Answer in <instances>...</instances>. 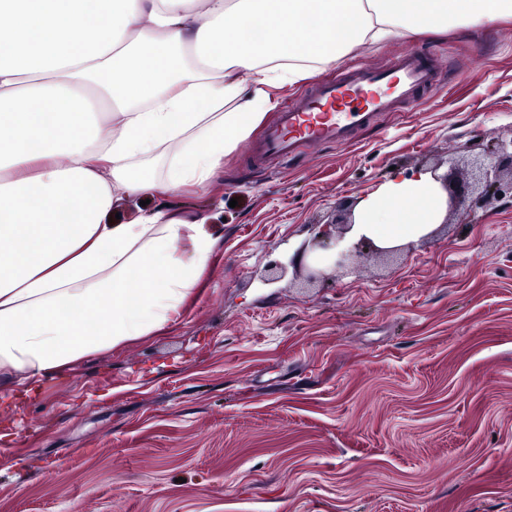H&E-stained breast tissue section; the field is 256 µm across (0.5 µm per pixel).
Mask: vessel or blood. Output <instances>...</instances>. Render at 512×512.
I'll list each match as a JSON object with an SVG mask.
<instances>
[{"instance_id":"obj_1","label":"vessel or blood","mask_w":512,"mask_h":512,"mask_svg":"<svg viewBox=\"0 0 512 512\" xmlns=\"http://www.w3.org/2000/svg\"><path fill=\"white\" fill-rule=\"evenodd\" d=\"M437 67L423 54L405 53L383 66L347 64L335 78L314 84L266 125L252 154L257 164L289 162L302 149L343 145L379 117L409 105L432 86Z\"/></svg>"}]
</instances>
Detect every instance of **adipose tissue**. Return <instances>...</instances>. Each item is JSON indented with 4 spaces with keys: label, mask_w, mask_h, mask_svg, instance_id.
Listing matches in <instances>:
<instances>
[{
    "label": "adipose tissue",
    "mask_w": 512,
    "mask_h": 512,
    "mask_svg": "<svg viewBox=\"0 0 512 512\" xmlns=\"http://www.w3.org/2000/svg\"><path fill=\"white\" fill-rule=\"evenodd\" d=\"M505 16L512 0H0V409L172 321L217 241L166 200L207 188L271 89L360 44ZM135 198L155 206L110 223ZM446 198L432 173L390 178L346 239L417 240Z\"/></svg>",
    "instance_id": "ef3b65f1"
}]
</instances>
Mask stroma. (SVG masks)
<instances>
[{
	"label": "stroma",
	"instance_id": "1",
	"mask_svg": "<svg viewBox=\"0 0 512 512\" xmlns=\"http://www.w3.org/2000/svg\"><path fill=\"white\" fill-rule=\"evenodd\" d=\"M420 49L438 91L354 142L259 169L244 140L170 198L202 209L214 262L163 331L0 412V512H512V199L311 285L298 260L391 175L512 138V19L347 58Z\"/></svg>",
	"mask_w": 512,
	"mask_h": 512
}]
</instances>
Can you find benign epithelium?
I'll list each match as a JSON object with an SVG mask.
<instances>
[{
	"label": "benign epithelium",
	"mask_w": 512,
	"mask_h": 512,
	"mask_svg": "<svg viewBox=\"0 0 512 512\" xmlns=\"http://www.w3.org/2000/svg\"><path fill=\"white\" fill-rule=\"evenodd\" d=\"M495 161L478 163L470 170L466 177L458 175L455 166H450V175L442 176V186L449 190L447 208L450 210L465 209L470 216L476 209L482 208L490 201L510 197L512 198V139L497 140L489 149ZM353 224V220L340 221L341 231L336 236L324 234L317 240L316 245L324 251L334 253V264L345 267L361 253L364 246H373V243L362 238L350 246L343 244L344 234Z\"/></svg>",
	"instance_id": "1"
}]
</instances>
